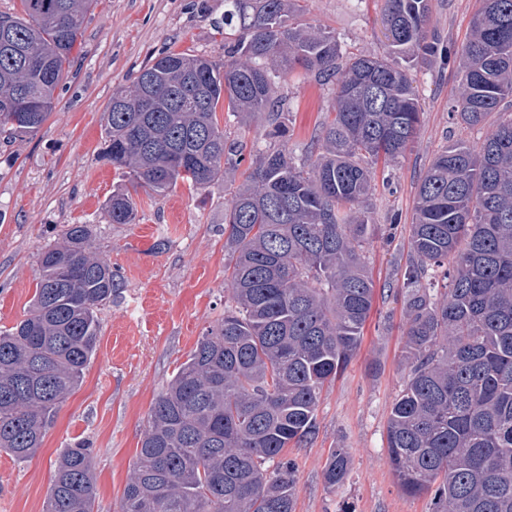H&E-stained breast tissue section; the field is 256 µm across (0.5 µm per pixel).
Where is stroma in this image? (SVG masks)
<instances>
[{"mask_svg":"<svg viewBox=\"0 0 512 512\" xmlns=\"http://www.w3.org/2000/svg\"><path fill=\"white\" fill-rule=\"evenodd\" d=\"M478 0H433L431 24L463 42ZM380 0H309L305 22L335 30L347 51L379 52L386 39ZM224 57V0H98L73 49L71 73L54 112L32 136L0 139V329L20 322L34 297L38 258L70 224H89L122 278L101 310L100 341L79 388L59 406L37 454L17 462L0 450V512H43L58 455L85 443L95 452V512H118L150 408L224 315V186L165 195L138 189L137 219L110 223L105 202L126 184L103 157L104 112L167 49ZM423 108L405 157L377 165L370 204L375 229L367 261L375 290L356 356L323 391L317 430L285 452L296 467L295 512H432V497L405 495L392 472L386 421L403 381L402 279L409 257L413 187L433 155L461 130L448 118L458 94L454 69L414 74ZM281 91L291 112L288 149L317 155L331 96L302 71ZM346 449L345 482L327 488L332 449Z\"/></svg>","mask_w":512,"mask_h":512,"instance_id":"obj_1","label":"stroma"}]
</instances>
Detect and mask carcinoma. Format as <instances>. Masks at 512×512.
I'll use <instances>...</instances> for the list:
<instances>
[{"mask_svg":"<svg viewBox=\"0 0 512 512\" xmlns=\"http://www.w3.org/2000/svg\"><path fill=\"white\" fill-rule=\"evenodd\" d=\"M306 0H224V59L168 50L112 95L104 158L163 195L205 188L244 160L217 110L260 121L265 147L224 186V287L231 304L156 397L119 512H295L290 446L316 433L325 384L354 357L373 299L365 249L374 165L395 162L421 128L412 72L457 67L450 107L475 142L444 146L415 187L403 273L405 370L387 420L401 491L433 512H512V0H479L465 44L429 29L432 0H384L380 54L346 55L304 22ZM94 0H20L0 11V134L39 131ZM302 68L332 92L315 159L288 152L278 79ZM132 224L127 187L105 204ZM119 276L89 224L39 257L22 319L0 330V450L24 463L96 353L97 312ZM350 457L330 451L329 488ZM93 450L60 453L44 512H94Z\"/></svg>","mask_w":512,"mask_h":512,"instance_id":"obj_1","label":"carcinoma"}]
</instances>
